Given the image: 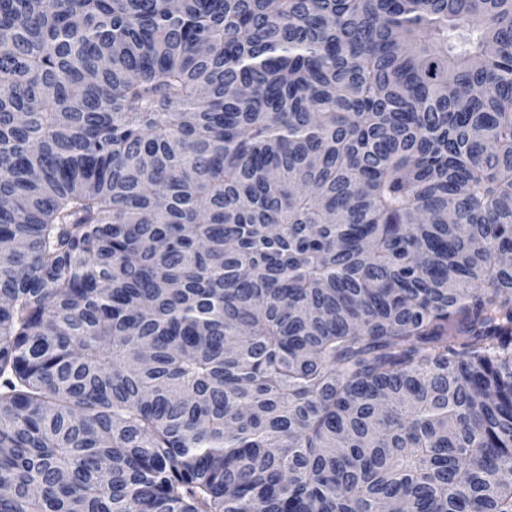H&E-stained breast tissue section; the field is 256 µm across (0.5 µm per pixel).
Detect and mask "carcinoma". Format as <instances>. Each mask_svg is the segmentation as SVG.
Here are the masks:
<instances>
[{
	"instance_id": "1",
	"label": "carcinoma",
	"mask_w": 512,
	"mask_h": 512,
	"mask_svg": "<svg viewBox=\"0 0 512 512\" xmlns=\"http://www.w3.org/2000/svg\"><path fill=\"white\" fill-rule=\"evenodd\" d=\"M0 512H512V0H0Z\"/></svg>"
}]
</instances>
